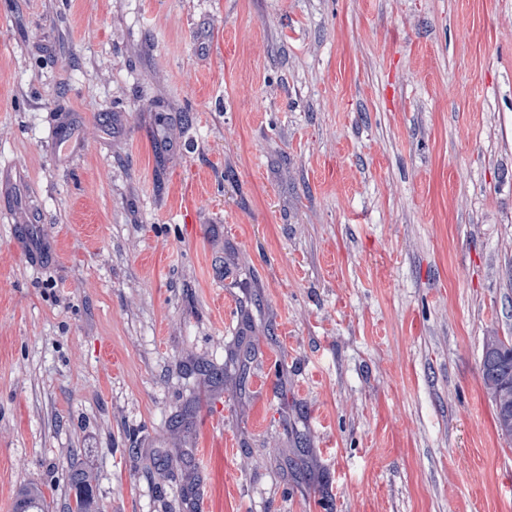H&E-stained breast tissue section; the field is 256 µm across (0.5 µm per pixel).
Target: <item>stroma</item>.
Segmentation results:
<instances>
[{
    "label": "stroma",
    "instance_id": "1",
    "mask_svg": "<svg viewBox=\"0 0 512 512\" xmlns=\"http://www.w3.org/2000/svg\"><path fill=\"white\" fill-rule=\"evenodd\" d=\"M0 512H512V0H0ZM505 342L510 345L508 348ZM481 361V376L492 404L499 435L512 439V341L487 336ZM487 358L483 361L484 355ZM511 421V432L509 423ZM94 474L78 464L71 466L70 488L73 491L74 505L69 512H101V505L95 494ZM46 501L43 487L39 484L22 486L16 493V512H44Z\"/></svg>",
    "mask_w": 512,
    "mask_h": 512
}]
</instances>
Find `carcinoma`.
I'll list each match as a JSON object with an SVG mask.
<instances>
[{"label": "carcinoma", "instance_id": "1", "mask_svg": "<svg viewBox=\"0 0 512 512\" xmlns=\"http://www.w3.org/2000/svg\"><path fill=\"white\" fill-rule=\"evenodd\" d=\"M484 354L487 358L481 362L480 371L486 393L494 405L497 432L511 440L512 341L489 336L485 340ZM95 485L96 478L91 471L78 464L71 466L70 488L74 505L70 507V512H101ZM45 501L41 485H24L16 493L15 512H44Z\"/></svg>", "mask_w": 512, "mask_h": 512}]
</instances>
